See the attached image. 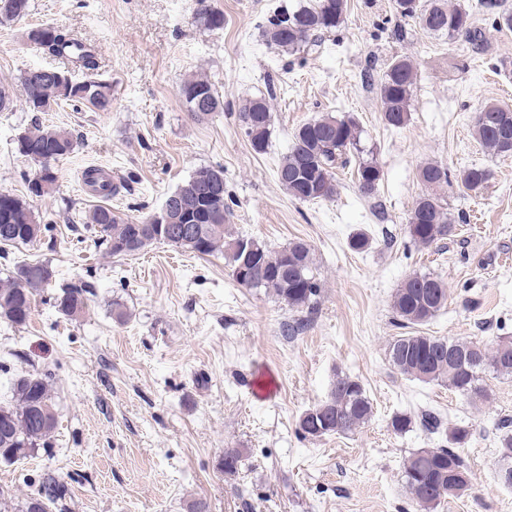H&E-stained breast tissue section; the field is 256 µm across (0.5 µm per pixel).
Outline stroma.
<instances>
[{"mask_svg":"<svg viewBox=\"0 0 512 512\" xmlns=\"http://www.w3.org/2000/svg\"><path fill=\"white\" fill-rule=\"evenodd\" d=\"M465 8L485 46L426 32L396 13L393 0H347L341 25L294 53L268 45L262 31L299 0H207L224 25L195 22V0H30L22 19L0 24V86L12 109L0 112V191L26 200L45 230L30 245L0 246V279L24 264L48 268V287L25 325L0 320V403L21 372H51L58 424L48 448L0 463V488L17 512L44 478L66 495L49 512H415L402 464L421 448H441L448 429L469 423L460 453L472 489L435 512H512V487L498 478L497 423L512 419V378L486 376L490 402L472 404L438 383L396 372L390 342L405 330L392 308L412 274L448 286V304L418 333L492 345L512 335V156L485 151L472 135L487 104L512 110V29L497 26L478 0ZM56 26L92 44L97 73L112 85V109L70 102L29 111L22 85L30 69L59 59L26 40L30 29ZM417 71L410 116L399 130L381 120L375 80L395 57ZM207 79L223 107L206 118L188 112L181 88ZM271 99L265 151H255L238 121L243 99ZM325 115L353 117L362 144L382 171L373 196L358 190L355 169L337 170L333 199L300 202L279 184L276 167L299 126ZM70 131L71 154L54 165L50 194L28 190L36 165L17 138L38 125ZM447 167L444 190L456 225L431 247L415 246L408 216L426 188L419 168ZM476 165L491 177L480 193L459 173ZM224 169L231 232L278 250L310 245L321 290L307 316L271 291L236 283L223 255L156 243L111 257L86 246L75 214L100 205L85 192L87 168L109 169L125 188L108 204L143 219L197 168ZM365 234L369 243L353 249ZM86 284L78 319L58 311L61 288ZM124 318H117V311ZM364 386L374 413L349 435L303 436L298 418L330 393L337 376ZM414 425L394 433V414ZM438 419L425 429L422 415ZM242 452L235 473L224 453Z\"/></svg>","mask_w":512,"mask_h":512,"instance_id":"obj_1","label":"stroma"}]
</instances>
